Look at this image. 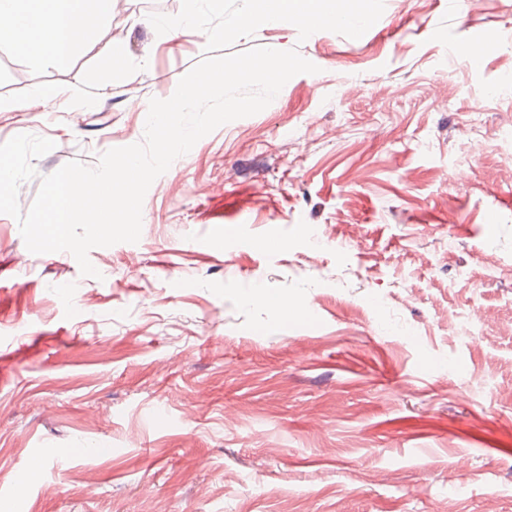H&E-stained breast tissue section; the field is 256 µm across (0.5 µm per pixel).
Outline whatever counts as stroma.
Returning a JSON list of instances; mask_svg holds the SVG:
<instances>
[{"label":"stroma","instance_id":"1","mask_svg":"<svg viewBox=\"0 0 512 512\" xmlns=\"http://www.w3.org/2000/svg\"><path fill=\"white\" fill-rule=\"evenodd\" d=\"M384 3L357 39L282 22L229 46L319 71L177 158L139 241L90 250L98 277L0 214V512H512V95L491 94L512 0ZM181 4L118 0L61 67L0 49V99L108 86L0 112V144L54 143L21 210L65 163L143 140L205 49L131 20ZM89 101L90 97L84 93L36 89L25 100L5 102L0 100V112H56L65 103H69L72 107H81ZM260 298H263L266 305L274 309L275 312L285 320H288V316H293L304 311L301 304L288 300V298L283 296L261 294Z\"/></svg>","mask_w":512,"mask_h":512}]
</instances>
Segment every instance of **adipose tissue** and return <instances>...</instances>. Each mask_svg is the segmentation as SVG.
I'll use <instances>...</instances> for the list:
<instances>
[{"label":"adipose tissue","instance_id":"adipose-tissue-1","mask_svg":"<svg viewBox=\"0 0 512 512\" xmlns=\"http://www.w3.org/2000/svg\"><path fill=\"white\" fill-rule=\"evenodd\" d=\"M116 0H0V47L35 63L65 64L83 48L93 47L100 24ZM88 95L38 89L21 101H1L0 112H55L63 104L81 107Z\"/></svg>","mask_w":512,"mask_h":512}]
</instances>
